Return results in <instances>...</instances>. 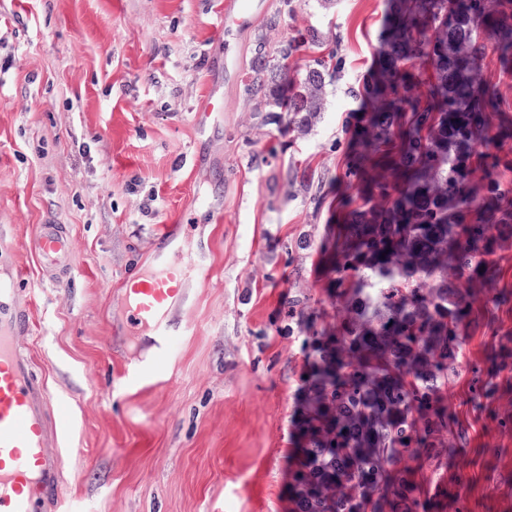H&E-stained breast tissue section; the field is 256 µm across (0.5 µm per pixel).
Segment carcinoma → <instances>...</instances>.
<instances>
[{
	"label": "carcinoma",
	"mask_w": 512,
	"mask_h": 512,
	"mask_svg": "<svg viewBox=\"0 0 512 512\" xmlns=\"http://www.w3.org/2000/svg\"><path fill=\"white\" fill-rule=\"evenodd\" d=\"M314 28L291 33L276 53L265 41L243 82L272 110L266 124L303 132L324 110L341 70L335 51L288 74ZM494 46L512 60V0H390L376 72L358 90L344 176L363 187L344 203L322 242L336 323L306 337L307 410L291 470L294 512H432L405 459H438L452 422L441 387L461 359V336L485 325L495 256L512 242V139L496 88L477 60ZM432 71L416 95V65ZM490 161L470 185L472 151Z\"/></svg>",
	"instance_id": "1"
}]
</instances>
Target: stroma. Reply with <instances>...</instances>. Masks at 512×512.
<instances>
[{
  "label": "stroma",
  "mask_w": 512,
  "mask_h": 512,
  "mask_svg": "<svg viewBox=\"0 0 512 512\" xmlns=\"http://www.w3.org/2000/svg\"><path fill=\"white\" fill-rule=\"evenodd\" d=\"M266 2L238 40L239 71L258 37L273 51L296 28L320 40L299 47L291 69L333 48L345 60L298 138L260 125L242 82H223L224 0H0V225L34 288L24 346L67 423V512H291L308 364L285 311L304 295L317 324L335 320L320 245L360 196L340 179L345 121L363 106L353 90L374 69L387 3ZM213 91L223 117L195 167L193 116ZM202 198L224 221L198 218L210 275L194 285L189 333L161 383L114 385L149 358L141 331L121 327L125 276L147 266L154 225L179 223ZM40 224L73 240L64 287L28 248ZM498 264L503 299L490 326L466 332L441 389L449 452L417 470L425 496L446 487L443 512H512V425L501 424L512 372L479 389L487 352L512 348V246Z\"/></svg>",
  "instance_id": "obj_1"
}]
</instances>
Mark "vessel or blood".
Returning a JSON list of instances; mask_svg holds the SVG:
<instances>
[{
  "label": "vessel or blood",
  "mask_w": 512,
  "mask_h": 512,
  "mask_svg": "<svg viewBox=\"0 0 512 512\" xmlns=\"http://www.w3.org/2000/svg\"><path fill=\"white\" fill-rule=\"evenodd\" d=\"M264 8L263 0H225L219 33L224 36V80L237 75V40ZM224 110V99L211 95L194 115L198 139H206ZM30 249L46 276L58 280L73 251L70 235L59 224L38 225ZM149 269H132L121 297L127 327L152 337L149 362L134 368L140 378L155 377L185 329L180 310L189 301L186 283L203 272L201 252L184 249L183 227L155 225L150 238ZM15 244L0 228V512H61L62 471L58 448L65 422L50 403L49 390L32 356L22 349L32 330L33 291L19 285Z\"/></svg>",
  "instance_id": "obj_1"
}]
</instances>
